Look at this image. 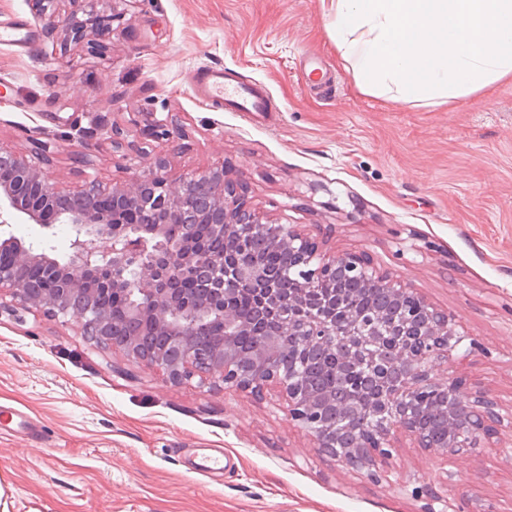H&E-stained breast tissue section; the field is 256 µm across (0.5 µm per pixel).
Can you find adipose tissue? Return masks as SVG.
Masks as SVG:
<instances>
[{
  "label": "adipose tissue",
  "instance_id": "ef3b65f1",
  "mask_svg": "<svg viewBox=\"0 0 512 512\" xmlns=\"http://www.w3.org/2000/svg\"><path fill=\"white\" fill-rule=\"evenodd\" d=\"M358 88L448 105L512 77V0H322Z\"/></svg>",
  "mask_w": 512,
  "mask_h": 512
}]
</instances>
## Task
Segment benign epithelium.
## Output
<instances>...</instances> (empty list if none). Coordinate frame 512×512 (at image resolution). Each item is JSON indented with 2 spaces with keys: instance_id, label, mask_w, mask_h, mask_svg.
<instances>
[{
  "instance_id": "benign-epithelium-1",
  "label": "benign epithelium",
  "mask_w": 512,
  "mask_h": 512,
  "mask_svg": "<svg viewBox=\"0 0 512 512\" xmlns=\"http://www.w3.org/2000/svg\"><path fill=\"white\" fill-rule=\"evenodd\" d=\"M68 2L69 12L50 11L49 26L70 42L92 40L96 31L77 17L92 0ZM51 147L37 140L29 155L0 149V290H10L18 303L54 317L76 315L97 343L138 366L162 371L174 383L199 373L255 397L278 388L289 423L309 434L318 451L368 480L382 479L399 434L445 456L480 447L479 437L467 438L463 431L487 435V420L499 417L496 402L484 396L472 400L457 378L430 377L433 364L465 340L448 312L378 273L361 254L328 257L293 227L262 221L222 167L186 174L174 185L158 164L109 187L91 180L78 190H61L38 166ZM21 216L45 229L69 225V260L52 257L47 239L36 244L17 239L11 227ZM171 224L182 225L180 235L168 233ZM199 224L208 226L212 239L261 237L288 253V269L268 271L244 250L207 251L196 241ZM33 267L42 269L47 286L29 281ZM340 277L380 292L384 303L361 317L351 313L336 321ZM101 291L123 297L121 318L97 302ZM241 292L256 298L263 313L242 316L236 307ZM213 320L224 322V342L196 344L193 336ZM259 322L266 325L265 334L241 349L238 337L250 335ZM129 324L168 337L166 347L146 348L143 332ZM293 344L331 357L341 374L363 378L365 385L355 396L311 387L297 367L278 356ZM432 389L452 402L443 411L448 428L443 443L419 422Z\"/></svg>"
}]
</instances>
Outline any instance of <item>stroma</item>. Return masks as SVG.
Masks as SVG:
<instances>
[{
	"label": "stroma",
	"instance_id": "35a3bbf8",
	"mask_svg": "<svg viewBox=\"0 0 512 512\" xmlns=\"http://www.w3.org/2000/svg\"><path fill=\"white\" fill-rule=\"evenodd\" d=\"M18 20L33 39L0 44L1 149L55 141L42 170L71 190L126 180L136 146L173 179L223 166L265 221L365 254L486 346L432 376H465L501 426L493 446L448 460L399 440L387 480L365 481L276 397L170 383L81 319L5 292L0 512H512V79L449 106L364 94L322 0H97L85 20L98 34L80 45L40 0H0V24ZM208 67L260 88L267 111L196 94ZM205 448L222 449V475L193 468Z\"/></svg>",
	"mask_w": 512,
	"mask_h": 512
}]
</instances>
